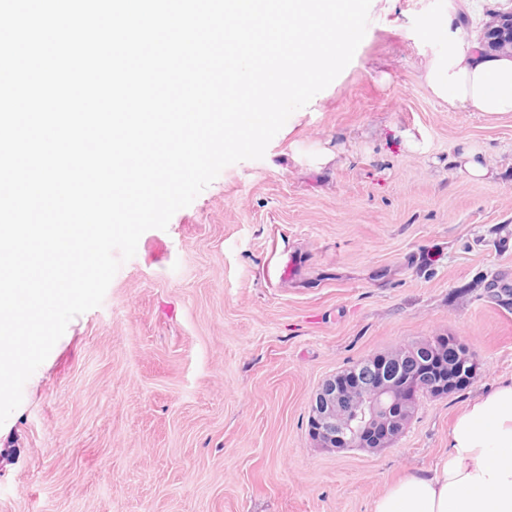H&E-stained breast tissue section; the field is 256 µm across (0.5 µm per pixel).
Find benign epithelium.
<instances>
[{
    "mask_svg": "<svg viewBox=\"0 0 512 512\" xmlns=\"http://www.w3.org/2000/svg\"><path fill=\"white\" fill-rule=\"evenodd\" d=\"M501 50L512 49V21L498 18L488 39ZM451 374L443 364L414 380H380L361 383L346 367L327 379L311 406L310 435L319 448H385L404 431L418 394H435L445 388Z\"/></svg>",
    "mask_w": 512,
    "mask_h": 512,
    "instance_id": "benign-epithelium-1",
    "label": "benign epithelium"
}]
</instances>
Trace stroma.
<instances>
[{"label":"stroma","instance_id":"stroma-1","mask_svg":"<svg viewBox=\"0 0 512 512\" xmlns=\"http://www.w3.org/2000/svg\"><path fill=\"white\" fill-rule=\"evenodd\" d=\"M501 3L371 0L352 61L263 159L146 231L69 323L0 438V512H369L434 465L464 403L512 376V114L426 82ZM438 336L473 359L465 390L421 398L389 447L314 446L326 379Z\"/></svg>","mask_w":512,"mask_h":512}]
</instances>
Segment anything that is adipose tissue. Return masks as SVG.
Returning <instances> with one entry per match:
<instances>
[{"mask_svg": "<svg viewBox=\"0 0 512 512\" xmlns=\"http://www.w3.org/2000/svg\"><path fill=\"white\" fill-rule=\"evenodd\" d=\"M426 80L449 108L512 113L510 56L452 44ZM371 512H512V376L468 400L438 461L391 483Z\"/></svg>", "mask_w": 512, "mask_h": 512, "instance_id": "1", "label": "adipose tissue"}]
</instances>
